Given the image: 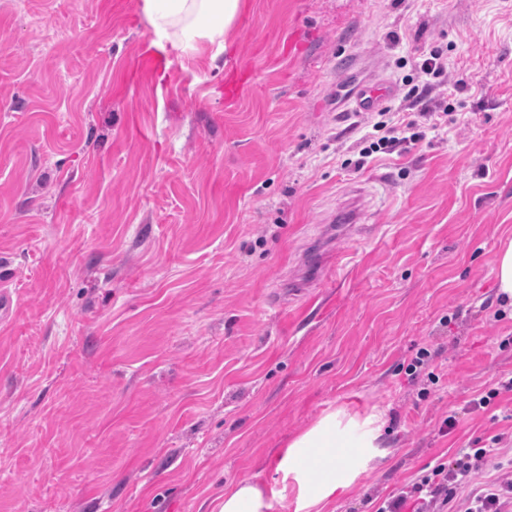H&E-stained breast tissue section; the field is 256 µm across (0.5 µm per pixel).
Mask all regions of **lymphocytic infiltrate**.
I'll list each match as a JSON object with an SVG mask.
<instances>
[{
  "mask_svg": "<svg viewBox=\"0 0 512 512\" xmlns=\"http://www.w3.org/2000/svg\"><path fill=\"white\" fill-rule=\"evenodd\" d=\"M368 134L357 144L361 158L395 151L401 143L421 140L416 123L403 111L379 110L368 118ZM492 437L478 448L460 449L452 459L434 465L384 499L376 512H512V458ZM497 471L482 486L474 481L479 470Z\"/></svg>",
  "mask_w": 512,
  "mask_h": 512,
  "instance_id": "obj_1",
  "label": "lymphocytic infiltrate"
}]
</instances>
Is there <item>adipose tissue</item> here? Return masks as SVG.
<instances>
[{
    "instance_id": "adipose-tissue-1",
    "label": "adipose tissue",
    "mask_w": 512,
    "mask_h": 512,
    "mask_svg": "<svg viewBox=\"0 0 512 512\" xmlns=\"http://www.w3.org/2000/svg\"><path fill=\"white\" fill-rule=\"evenodd\" d=\"M243 0H144L156 35L176 42L199 36L226 50ZM385 421L332 410L321 415L272 457L270 482L241 480L225 487L218 512H271L274 501L291 499L293 512H326L346 495L373 462L385 459Z\"/></svg>"
}]
</instances>
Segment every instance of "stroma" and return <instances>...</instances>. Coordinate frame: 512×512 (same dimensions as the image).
<instances>
[{
  "instance_id": "stroma-1",
  "label": "stroma",
  "mask_w": 512,
  "mask_h": 512,
  "mask_svg": "<svg viewBox=\"0 0 512 512\" xmlns=\"http://www.w3.org/2000/svg\"><path fill=\"white\" fill-rule=\"evenodd\" d=\"M245 2L218 55L142 0H0V512H212L334 409L390 454L328 512L512 447V393L471 405L512 374V0ZM433 46L409 113L447 128L355 169L340 60L394 107ZM448 73V55L439 47H431L422 52L417 63V75L421 79V86H413L406 97H415L432 90L435 84ZM495 288L503 305L512 307V239L503 244L496 258Z\"/></svg>"
}]
</instances>
